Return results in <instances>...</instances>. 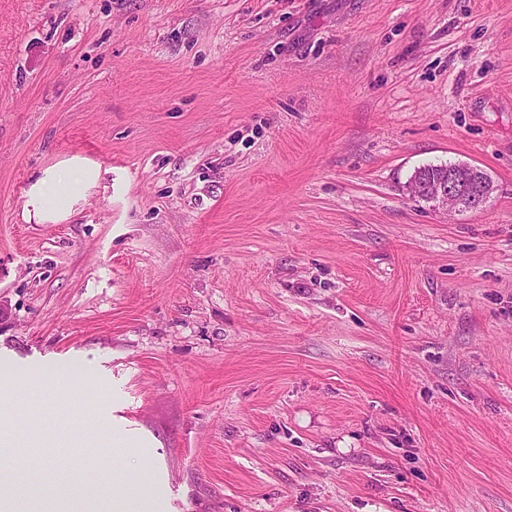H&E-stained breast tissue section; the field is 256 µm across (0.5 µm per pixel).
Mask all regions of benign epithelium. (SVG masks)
Wrapping results in <instances>:
<instances>
[{
    "label": "benign epithelium",
    "mask_w": 512,
    "mask_h": 512,
    "mask_svg": "<svg viewBox=\"0 0 512 512\" xmlns=\"http://www.w3.org/2000/svg\"><path fill=\"white\" fill-rule=\"evenodd\" d=\"M477 167L468 163H458L452 170L440 177L409 180L410 194L438 209H463L465 205L477 209L493 192V183L488 175L474 178Z\"/></svg>",
    "instance_id": "7a95c632"
}]
</instances>
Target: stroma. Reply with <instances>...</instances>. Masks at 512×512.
<instances>
[{
	"mask_svg": "<svg viewBox=\"0 0 512 512\" xmlns=\"http://www.w3.org/2000/svg\"><path fill=\"white\" fill-rule=\"evenodd\" d=\"M16 373L0 442L129 512H512V0H0ZM99 164L80 156L42 169L25 193L24 217L34 224L69 221L102 180ZM480 169L468 163L455 164L443 176L418 180L413 176L409 180L410 194L438 209H463L464 203L472 209L481 207L493 192V183L487 174L475 179L474 172Z\"/></svg>",
	"mask_w": 512,
	"mask_h": 512,
	"instance_id": "obj_1",
	"label": "stroma"
}]
</instances>
